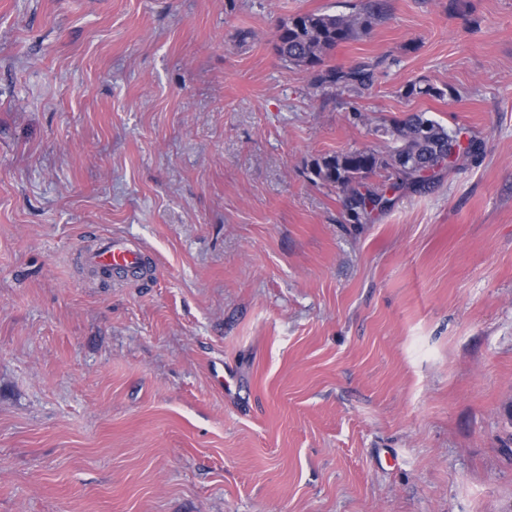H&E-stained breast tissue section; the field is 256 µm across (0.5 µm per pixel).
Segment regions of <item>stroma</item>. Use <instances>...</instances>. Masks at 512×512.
I'll list each match as a JSON object with an SVG mask.
<instances>
[{
  "label": "stroma",
  "mask_w": 512,
  "mask_h": 512,
  "mask_svg": "<svg viewBox=\"0 0 512 512\" xmlns=\"http://www.w3.org/2000/svg\"><path fill=\"white\" fill-rule=\"evenodd\" d=\"M361 2L0 0V512H512V0L276 55ZM414 112L475 154L352 223L314 160ZM383 16L380 5L370 1L349 14H297L280 23L274 50L288 66L316 71L322 86L364 88L373 81L366 65L340 69L328 66L326 60L340 44L368 34ZM86 265L98 273H109L112 281L121 283L139 278L145 267V258L131 240L103 238L99 244L87 254Z\"/></svg>",
  "instance_id": "1"
}]
</instances>
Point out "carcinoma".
<instances>
[{
    "instance_id": "cac0c4a2",
    "label": "carcinoma",
    "mask_w": 512,
    "mask_h": 512,
    "mask_svg": "<svg viewBox=\"0 0 512 512\" xmlns=\"http://www.w3.org/2000/svg\"><path fill=\"white\" fill-rule=\"evenodd\" d=\"M382 19L380 5L370 2L349 14H297L280 23L274 50L287 65L316 71L322 86L364 88L373 81L371 69L364 65L340 69L327 65L326 60L337 46L368 34ZM388 132L395 146L387 153L354 149L323 156L313 164L314 176L327 185L348 188L359 179L384 173L396 192L430 189L437 175L422 169L435 162L436 148L448 146L451 132L421 114L395 122ZM382 201L390 202L382 190L352 191L347 199L349 220L361 223Z\"/></svg>"
}]
</instances>
